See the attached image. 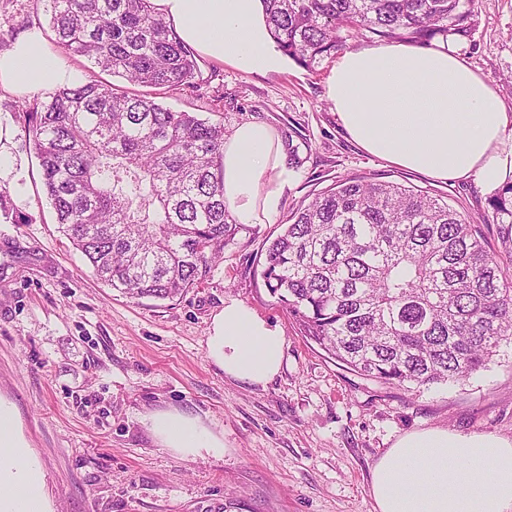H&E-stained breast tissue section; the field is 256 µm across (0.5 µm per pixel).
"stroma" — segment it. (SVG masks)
I'll return each instance as SVG.
<instances>
[{
  "label": "stroma",
  "instance_id": "stroma-1",
  "mask_svg": "<svg viewBox=\"0 0 512 512\" xmlns=\"http://www.w3.org/2000/svg\"><path fill=\"white\" fill-rule=\"evenodd\" d=\"M471 37L448 48L489 77L512 117V0H476ZM53 39L32 0H0V50L29 28ZM336 55L307 69L248 74L200 56V90L163 104L227 127L263 122L291 136L292 175L268 224L224 252L209 281L176 301L134 300L101 284L59 232L35 151L0 89V396L17 408L55 512H373L371 469L402 436L432 428L512 441V344L458 383L390 389L308 342L256 269V255L292 209L333 179L361 175L444 196L501 244L495 184L448 183L363 150L327 97ZM234 297L285 336L280 373L263 385L210 361L211 319ZM166 409L223 435V454L161 447L143 418Z\"/></svg>",
  "mask_w": 512,
  "mask_h": 512
}]
</instances>
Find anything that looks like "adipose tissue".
<instances>
[{"mask_svg":"<svg viewBox=\"0 0 512 512\" xmlns=\"http://www.w3.org/2000/svg\"><path fill=\"white\" fill-rule=\"evenodd\" d=\"M178 36L246 73L281 71L261 0H152ZM39 29L0 53V88L32 95L73 83ZM328 98L345 130L372 155L442 181L493 180L512 168V117L489 78L444 45L382 44L343 54ZM284 146L259 122L224 142V201L241 224H262L288 185ZM206 346L226 376L264 384L283 365L285 336L243 301L227 298ZM162 447L218 454L224 438L175 409L145 418ZM19 416L0 398V512H53ZM369 494L375 512H512V442L430 429L402 437L377 460Z\"/></svg>","mask_w":512,"mask_h":512,"instance_id":"1","label":"adipose tissue"}]
</instances>
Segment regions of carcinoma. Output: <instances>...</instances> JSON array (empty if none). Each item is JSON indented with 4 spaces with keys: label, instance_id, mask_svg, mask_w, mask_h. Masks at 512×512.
<instances>
[{
    "label": "carcinoma",
    "instance_id": "carcinoma-1",
    "mask_svg": "<svg viewBox=\"0 0 512 512\" xmlns=\"http://www.w3.org/2000/svg\"><path fill=\"white\" fill-rule=\"evenodd\" d=\"M55 44L100 72L24 102L60 232L103 284L178 300L207 283L249 231L224 204V121L173 111L158 92L193 87L198 54L152 0H33ZM288 58L310 68L343 28L418 47L468 38L475 0H262ZM489 204L512 260V183ZM261 277L312 342L347 369L404 389L459 382L512 343V280L440 195L347 176L292 211L267 240Z\"/></svg>",
    "mask_w": 512,
    "mask_h": 512
}]
</instances>
